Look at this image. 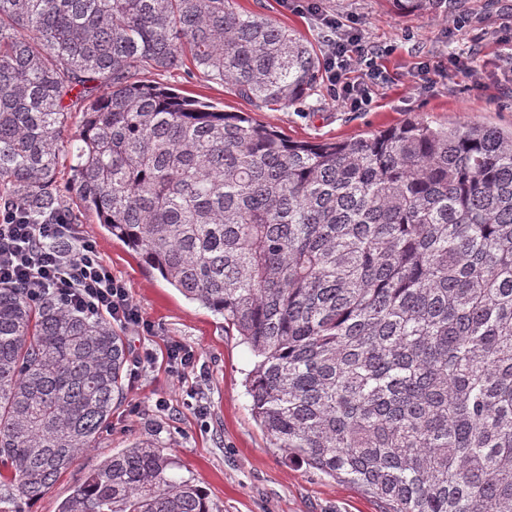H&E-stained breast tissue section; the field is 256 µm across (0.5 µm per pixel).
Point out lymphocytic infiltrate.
Listing matches in <instances>:
<instances>
[{
	"instance_id": "obj_1",
	"label": "lymphocytic infiltrate",
	"mask_w": 512,
	"mask_h": 512,
	"mask_svg": "<svg viewBox=\"0 0 512 512\" xmlns=\"http://www.w3.org/2000/svg\"><path fill=\"white\" fill-rule=\"evenodd\" d=\"M326 26L333 32L327 43V73L338 87L336 99L350 108H362L388 80L376 63L378 52L335 21H327ZM354 69L360 72L357 81H346V74ZM69 237L65 213L35 224L20 207L0 206V284L23 285L33 301L51 294L79 313L106 315L124 328L143 327L137 305L102 262L95 241L84 240L71 252Z\"/></svg>"
}]
</instances>
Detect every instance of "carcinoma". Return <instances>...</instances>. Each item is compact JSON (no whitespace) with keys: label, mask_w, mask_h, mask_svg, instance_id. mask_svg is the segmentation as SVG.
<instances>
[{"label":"carcinoma","mask_w":512,"mask_h":512,"mask_svg":"<svg viewBox=\"0 0 512 512\" xmlns=\"http://www.w3.org/2000/svg\"><path fill=\"white\" fill-rule=\"evenodd\" d=\"M188 63L257 109L320 76L310 42L233 0H0V202L62 209L68 157L71 200L258 357L251 411L274 447L387 512H512V130L293 142L139 79ZM128 356L108 317L0 285L9 499H39L96 444ZM173 468L136 439L58 512H216Z\"/></svg>","instance_id":"cac0c4a2"}]
</instances>
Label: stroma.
Listing matches in <instances>:
<instances>
[{"instance_id":"obj_1","label":"stroma","mask_w":512,"mask_h":512,"mask_svg":"<svg viewBox=\"0 0 512 512\" xmlns=\"http://www.w3.org/2000/svg\"><path fill=\"white\" fill-rule=\"evenodd\" d=\"M242 13H261L293 29L327 52L328 28L290 0H236ZM327 15L354 25L363 41L379 49V68L388 83L371 104L355 110L339 105L327 78L305 100L287 108L253 110L223 84L194 67L168 74L149 70L141 78L212 103L227 112L256 118L297 141H339L423 119L432 125L488 124L512 128V43L498 32L512 23V0H463L464 23L447 29L446 19L398 12L392 0H323ZM472 51L476 73L447 67L449 53ZM444 63L431 88L417 89L419 64ZM74 239L96 241L104 263L139 307L146 331L123 329L136 373L125 378L126 395L112 412V425L95 447L35 502L17 499L0 512H58L77 481L105 457L138 438H150L175 461V476L194 479L220 512H385L359 486L290 461L255 423L245 378L254 356L222 317L192 303L158 278L140 256L112 239L94 215L69 208ZM182 344L198 370L182 378L169 372L168 349Z\"/></svg>"}]
</instances>
